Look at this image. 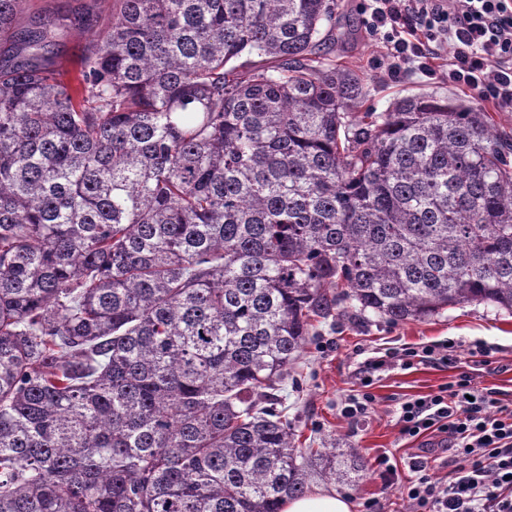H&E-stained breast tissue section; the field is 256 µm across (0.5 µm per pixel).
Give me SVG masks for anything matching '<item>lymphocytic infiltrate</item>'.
<instances>
[{
    "instance_id": "lymphocytic-infiltrate-1",
    "label": "lymphocytic infiltrate",
    "mask_w": 512,
    "mask_h": 512,
    "mask_svg": "<svg viewBox=\"0 0 512 512\" xmlns=\"http://www.w3.org/2000/svg\"><path fill=\"white\" fill-rule=\"evenodd\" d=\"M368 26L383 31L392 58L389 72L417 64L428 78L440 54L448 56L449 82L502 112H512V0H373ZM491 351L478 343L469 363L488 361ZM452 344L425 351L388 349L368 360L360 372L361 389L345 402L342 413L356 420L373 403L369 391L377 373L394 366L457 364ZM397 422L402 436H436L454 455L444 479L432 475L426 455L408 463V498L412 512H512V404L496 391L478 387L469 371L438 393L401 403Z\"/></svg>"
}]
</instances>
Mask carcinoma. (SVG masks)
<instances>
[{
	"instance_id": "obj_1",
	"label": "carcinoma",
	"mask_w": 512,
	"mask_h": 512,
	"mask_svg": "<svg viewBox=\"0 0 512 512\" xmlns=\"http://www.w3.org/2000/svg\"><path fill=\"white\" fill-rule=\"evenodd\" d=\"M0 0V512H281L359 452L258 407L345 301L512 312V137L353 108L336 0ZM97 29L86 79L50 58ZM336 294H329V289Z\"/></svg>"
}]
</instances>
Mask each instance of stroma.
<instances>
[{"mask_svg": "<svg viewBox=\"0 0 512 512\" xmlns=\"http://www.w3.org/2000/svg\"><path fill=\"white\" fill-rule=\"evenodd\" d=\"M369 0H336V22L345 39L327 57L338 68L360 76L365 95L357 112H385L399 98L421 91L462 100L470 95L445 79H429L413 69L399 78L388 75L390 61L381 35L362 23ZM91 30L73 32L52 65L58 80L79 89L83 86L85 57L94 40ZM469 347L480 341L491 348V363L476 366L478 386L493 388L502 399H512V313L484 304H464L422 322L393 324L373 315L356 314L341 304L331 316L317 323L313 336L277 393L275 407L291 422L296 443L305 448L358 449L366 464L354 485L343 486L355 506L369 498L379 501V512H408L400 487L381 491L372 463L387 454L407 476L410 456L421 448H439L438 438L406 440L399 433L396 411L408 398L437 392L458 375L450 366L419 365L395 368L375 379L371 388L375 403L367 418L353 423L340 415L347 395L357 388L356 374L376 351L406 346H426L445 341Z\"/></svg>", "mask_w": 512, "mask_h": 512, "instance_id": "35a3bbf8", "label": "stroma"}]
</instances>
